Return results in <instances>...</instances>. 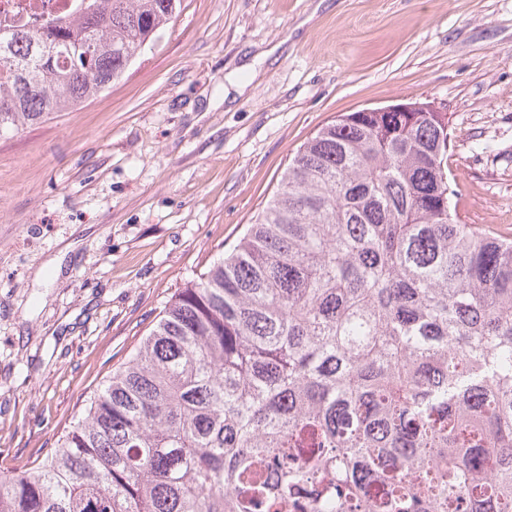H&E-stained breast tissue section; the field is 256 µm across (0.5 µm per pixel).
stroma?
Wrapping results in <instances>:
<instances>
[{
  "label": "stroma",
  "instance_id": "35a3bbf8",
  "mask_svg": "<svg viewBox=\"0 0 512 512\" xmlns=\"http://www.w3.org/2000/svg\"><path fill=\"white\" fill-rule=\"evenodd\" d=\"M446 110L458 212L512 241V0H182L73 112L0 136V474L55 447L344 112Z\"/></svg>",
  "mask_w": 512,
  "mask_h": 512
}]
</instances>
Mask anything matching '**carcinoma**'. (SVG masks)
Instances as JSON below:
<instances>
[{
  "label": "carcinoma",
  "mask_w": 512,
  "mask_h": 512,
  "mask_svg": "<svg viewBox=\"0 0 512 512\" xmlns=\"http://www.w3.org/2000/svg\"><path fill=\"white\" fill-rule=\"evenodd\" d=\"M180 6L0 31V135L96 98ZM448 147L446 112L320 128L0 512H512V241L459 219Z\"/></svg>",
  "instance_id": "obj_1"
}]
</instances>
